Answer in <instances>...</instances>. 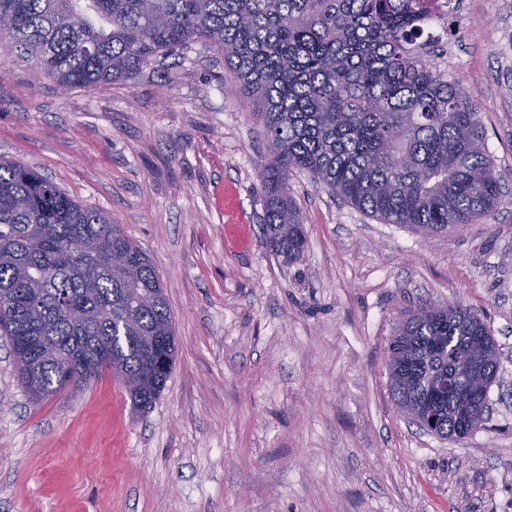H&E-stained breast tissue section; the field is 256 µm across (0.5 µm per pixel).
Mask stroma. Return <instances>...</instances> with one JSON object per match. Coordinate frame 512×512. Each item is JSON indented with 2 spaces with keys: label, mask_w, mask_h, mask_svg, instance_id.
<instances>
[{
  "label": "stroma",
  "mask_w": 512,
  "mask_h": 512,
  "mask_svg": "<svg viewBox=\"0 0 512 512\" xmlns=\"http://www.w3.org/2000/svg\"><path fill=\"white\" fill-rule=\"evenodd\" d=\"M426 57L473 94L503 196L421 237L304 172L307 236L266 244L268 148L215 48L57 90L0 62V159L111 212L166 288L176 357L134 411L111 371L33 401L0 335V512H512V0H456ZM432 301L481 316L499 347L482 427L418 430L388 387V344Z\"/></svg>",
  "instance_id": "obj_1"
}]
</instances>
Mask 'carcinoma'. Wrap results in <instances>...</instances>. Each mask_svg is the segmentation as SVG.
Here are the masks:
<instances>
[{
    "mask_svg": "<svg viewBox=\"0 0 512 512\" xmlns=\"http://www.w3.org/2000/svg\"><path fill=\"white\" fill-rule=\"evenodd\" d=\"M432 0H0V52H20L58 89L124 80L202 42L224 55L270 147L263 229L287 264L304 253L288 177L304 171L386 224L427 237L496 207L501 177L473 95L412 48ZM76 236L93 247L74 254ZM0 331L36 400L103 357L121 366L134 410L163 391L176 355L164 285L112 213L85 207L18 162L0 161ZM405 413L428 403L434 435L482 426L498 345L456 304L421 303L389 346Z\"/></svg>",
    "mask_w": 512,
    "mask_h": 512,
    "instance_id": "carcinoma-1",
    "label": "carcinoma"
}]
</instances>
